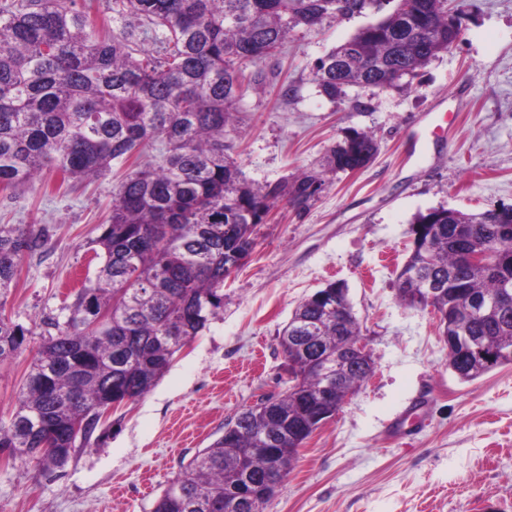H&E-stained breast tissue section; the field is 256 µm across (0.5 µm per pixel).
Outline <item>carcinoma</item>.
<instances>
[{
    "instance_id": "1",
    "label": "carcinoma",
    "mask_w": 512,
    "mask_h": 512,
    "mask_svg": "<svg viewBox=\"0 0 512 512\" xmlns=\"http://www.w3.org/2000/svg\"><path fill=\"white\" fill-rule=\"evenodd\" d=\"M392 5L313 68L320 92L334 98L348 86H398L460 33L448 0H106V16L88 0H0V190H34L45 172L60 184L119 172L112 207L94 243L103 264L68 306L56 334L36 350L0 449L50 469L90 441L109 403L150 390L175 354L224 310V278L254 250L253 228L283 189L254 187L228 154L238 107L259 72L243 63L281 53L298 27ZM145 41L157 50L141 48ZM157 151L156 163L144 161ZM378 145L353 132L333 153L338 171L362 169ZM316 179L302 178L292 201L307 200ZM419 245L396 278L399 300L418 308L422 278L443 276L447 292L435 308L449 310L445 333L464 334L486 349L512 348V308L485 318L471 302L512 299V207L467 214H418ZM46 231L0 224V362L24 350L33 331L5 313L24 258ZM492 249L487 266L464 263L460 242ZM336 298L331 282L305 298L279 335L292 361L288 391L239 413L212 446L199 450L168 483L152 512H224L242 490L267 503L272 465L291 468L298 448L336 415V397L308 361L361 334L353 307L342 322L319 296ZM104 313L100 328L91 317ZM463 381L484 375L474 353H449ZM349 365L340 389L355 391L374 371ZM85 423L72 441L68 430ZM54 435L56 450L40 449Z\"/></svg>"
}]
</instances>
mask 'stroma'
Wrapping results in <instances>:
<instances>
[{"instance_id": "1", "label": "stroma", "mask_w": 512, "mask_h": 512, "mask_svg": "<svg viewBox=\"0 0 512 512\" xmlns=\"http://www.w3.org/2000/svg\"><path fill=\"white\" fill-rule=\"evenodd\" d=\"M460 35L411 84L322 94L318 59L382 17L376 7L296 29L258 62L266 83L240 104L226 141L245 178L283 187L254 229L249 259L224 282V311L143 396L113 411L90 441L47 472L0 457V512H151L182 462L263 396L288 389L278 334L296 306L345 282L375 369L298 450L264 512H512V365L472 380L448 366L435 316L405 306L396 274L418 213L512 206V0H454ZM298 89L277 98V84ZM379 151L362 171L331 157L352 132ZM317 179L302 204L298 181ZM112 181L0 191V224L46 229L6 310L34 331L0 362V421H8L49 318L102 264L97 227Z\"/></svg>"}]
</instances>
